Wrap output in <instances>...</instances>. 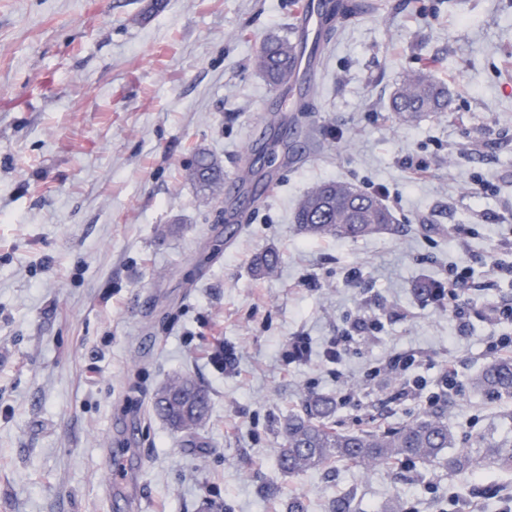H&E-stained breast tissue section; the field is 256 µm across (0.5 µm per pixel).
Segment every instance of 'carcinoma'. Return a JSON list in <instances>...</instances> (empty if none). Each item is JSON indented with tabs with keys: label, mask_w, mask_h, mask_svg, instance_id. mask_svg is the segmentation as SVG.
<instances>
[{
	"label": "carcinoma",
	"mask_w": 512,
	"mask_h": 512,
	"mask_svg": "<svg viewBox=\"0 0 512 512\" xmlns=\"http://www.w3.org/2000/svg\"><path fill=\"white\" fill-rule=\"evenodd\" d=\"M303 47L300 33L291 38L268 37L261 42L255 65L271 88L277 89L295 77ZM391 110L406 119L446 112L448 88L423 70H409L392 96ZM188 176L202 189L210 190L224 181V169L200 152ZM392 223L393 215L382 199L344 180L320 183L299 201L294 212L296 229L317 239L357 240L386 230ZM280 264L279 253L270 251L256 259L255 272L269 276ZM473 385L496 397L511 398L512 358L489 363ZM210 407L209 389L187 373L168 379L152 397L155 415L180 437L185 448L208 447L197 443L196 438ZM335 413L332 399L311 395L304 401L303 412L281 423L278 466L282 471L295 475L338 461L356 467L389 464L401 458L434 461L444 449L453 447L448 424L436 411L394 429L366 432L337 429L333 424ZM485 455L498 468L512 471L511 448H487ZM478 463V458L462 451L448 458V470L466 473Z\"/></svg>",
	"instance_id": "obj_1"
}]
</instances>
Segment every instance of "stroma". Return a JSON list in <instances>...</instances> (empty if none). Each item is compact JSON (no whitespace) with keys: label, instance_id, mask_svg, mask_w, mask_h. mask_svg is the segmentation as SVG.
Here are the masks:
<instances>
[{"label":"stroma","instance_id":"35a3bbf8","mask_svg":"<svg viewBox=\"0 0 512 512\" xmlns=\"http://www.w3.org/2000/svg\"><path fill=\"white\" fill-rule=\"evenodd\" d=\"M315 63L312 109L289 113L261 197L204 193L188 172L206 150L237 176L278 119L254 56L295 26L294 0H0V512H502L512 471L486 465L337 464L296 475L276 464L280 423L310 392L336 400L337 428L387 430L423 406L393 400L372 367L417 351L436 384L455 451L512 448V398L478 391L488 343L512 324L483 317L512 301V0H354ZM448 87L442 115L407 123L390 108L404 73ZM422 162L424 176L413 164ZM493 187L473 193L474 177ZM386 189L391 229L354 241L297 234L292 211L316 184ZM453 224L472 233L448 236ZM274 250L278 272L253 264ZM468 265L460 323L417 292ZM381 332L339 366L322 351L360 309ZM309 359L285 364L290 338ZM234 347L238 372L211 360ZM178 373L211 393L209 445L182 447L149 411ZM356 400L345 401L346 391ZM123 459L130 480L110 481ZM278 487L265 497L264 486Z\"/></svg>","mask_w":512,"mask_h":512}]
</instances>
